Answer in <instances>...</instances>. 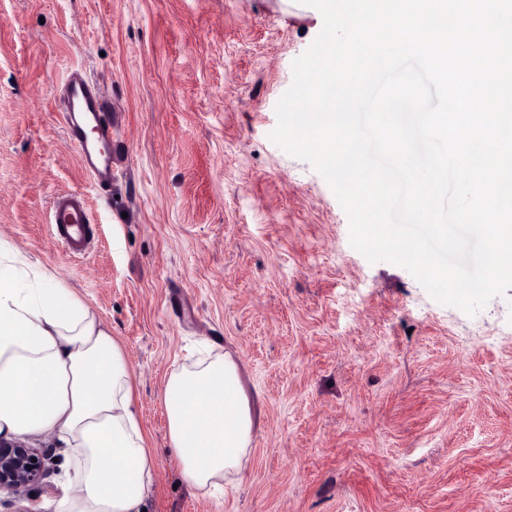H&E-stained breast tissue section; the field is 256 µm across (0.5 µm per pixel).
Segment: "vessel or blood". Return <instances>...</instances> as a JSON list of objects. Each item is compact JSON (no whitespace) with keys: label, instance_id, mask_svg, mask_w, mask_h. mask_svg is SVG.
<instances>
[{"label":"vessel or blood","instance_id":"obj_1","mask_svg":"<svg viewBox=\"0 0 512 512\" xmlns=\"http://www.w3.org/2000/svg\"><path fill=\"white\" fill-rule=\"evenodd\" d=\"M112 108L100 87L81 77H71L65 88L61 112L64 130L85 171L97 183L112 175ZM50 222L54 236L70 253H85L91 241L92 218L83 194L67 193L52 202Z\"/></svg>","mask_w":512,"mask_h":512}]
</instances>
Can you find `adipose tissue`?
<instances>
[{"label":"adipose tissue","instance_id":"obj_1","mask_svg":"<svg viewBox=\"0 0 512 512\" xmlns=\"http://www.w3.org/2000/svg\"><path fill=\"white\" fill-rule=\"evenodd\" d=\"M182 476L210 492L235 484L255 436L231 353L192 362L164 390ZM44 435L77 463L56 512H146L156 479L124 347L71 289L0 239V438Z\"/></svg>","mask_w":512,"mask_h":512}]
</instances>
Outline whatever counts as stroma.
<instances>
[{"label": "stroma", "mask_w": 512, "mask_h": 512, "mask_svg": "<svg viewBox=\"0 0 512 512\" xmlns=\"http://www.w3.org/2000/svg\"><path fill=\"white\" fill-rule=\"evenodd\" d=\"M323 19L299 0H0V238L112 328L157 459L148 512H512V288L475 316L406 269L369 263L312 166L269 138ZM108 97L121 168L95 186L65 138L60 88ZM84 194L89 253L51 236ZM240 360L259 429L221 495L182 479L163 391L200 344ZM54 512L74 465L56 441Z\"/></svg>", "instance_id": "35a3bbf8"}]
</instances>
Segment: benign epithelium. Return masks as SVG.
<instances>
[{"instance_id":"7a95c632","label":"benign epithelium","mask_w":512,"mask_h":512,"mask_svg":"<svg viewBox=\"0 0 512 512\" xmlns=\"http://www.w3.org/2000/svg\"><path fill=\"white\" fill-rule=\"evenodd\" d=\"M46 454L23 442L0 441V491L24 495L44 485Z\"/></svg>"}]
</instances>
